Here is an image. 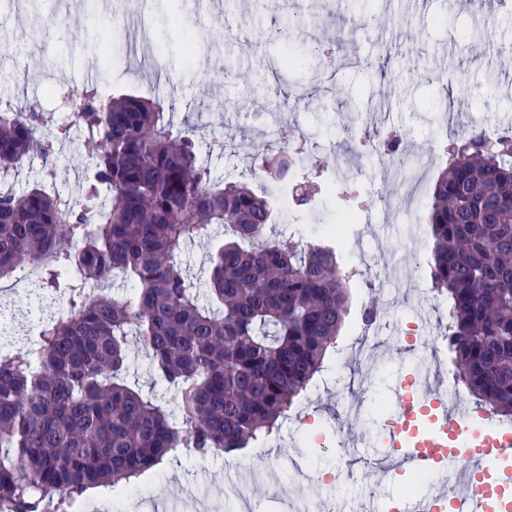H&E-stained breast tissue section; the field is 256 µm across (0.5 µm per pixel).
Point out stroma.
I'll return each instance as SVG.
<instances>
[{
	"label": "stroma",
	"instance_id": "stroma-1",
	"mask_svg": "<svg viewBox=\"0 0 512 512\" xmlns=\"http://www.w3.org/2000/svg\"><path fill=\"white\" fill-rule=\"evenodd\" d=\"M303 27L290 44L268 40L291 15L280 0H0V108L36 104L64 112V96L50 87H82L95 67L107 92L134 89L161 99L191 102L199 154L214 176L248 177L261 195L274 184L258 177L256 153L272 132L288 124L306 134L312 160L324 179L350 182L358 198L318 196L304 224L305 242L322 240L339 210L353 205L359 221L350 227L351 254L340 264L353 268L352 303L375 302L381 323L369 349H345L362 334L350 315L326 361L325 381L296 399L291 415L269 440L246 451L155 467L128 495L88 492L80 512H360L402 492L412 474L378 479L384 450L374 439L381 422L367 404H389L406 374L435 376L448 388L455 373L451 353L410 347L404 332L421 322L429 343L448 320L446 303L430 300L424 279L432 253L427 224L434 181L446 164L453 133L446 120L464 114L469 124L512 130V0H476L449 9L430 0L422 11L406 0H304ZM142 14L149 57L130 64L117 11ZM377 21L371 35L359 24L365 12ZM183 22L172 25L171 16ZM338 41L330 60L315 69L272 72L285 50L314 56L327 37ZM292 91L288 113L273 106L277 89ZM398 128L405 164L426 162L415 192L396 169L363 154L359 139L381 125ZM223 138V154L211 153ZM84 148H58L53 173L41 163L23 167L17 190L54 179L78 190L88 174L73 163Z\"/></svg>",
	"mask_w": 512,
	"mask_h": 512
}]
</instances>
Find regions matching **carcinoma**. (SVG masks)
<instances>
[{"label": "carcinoma", "mask_w": 512, "mask_h": 512, "mask_svg": "<svg viewBox=\"0 0 512 512\" xmlns=\"http://www.w3.org/2000/svg\"><path fill=\"white\" fill-rule=\"evenodd\" d=\"M174 103L83 87L72 116L0 110V282L28 267L35 308L0 310V512H72L87 491L124 492L168 457L251 448L278 432L323 370L351 311L336 244L269 235L276 199L224 181L198 156ZM79 132L90 179L35 183ZM267 145L258 168L300 216L320 170L302 142ZM428 276L448 301V349L474 403L512 416V133L473 128L448 145L432 191ZM224 230L209 264L188 246ZM120 284L128 294H112ZM142 345L163 391L128 381ZM57 498H52L51 494ZM25 167L20 170L17 178L16 189L17 191L26 190L35 181H44L50 184L52 178L47 175L46 169L42 167V164L36 161L33 165L28 166V162H24Z\"/></svg>", "instance_id": "obj_1"}]
</instances>
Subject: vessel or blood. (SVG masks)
Returning a JSON list of instances; mask_svg holds the SVG:
<instances>
[{
	"mask_svg": "<svg viewBox=\"0 0 512 512\" xmlns=\"http://www.w3.org/2000/svg\"><path fill=\"white\" fill-rule=\"evenodd\" d=\"M393 418L380 434L386 467L425 474L433 489L389 498L383 512H512V424L449 408L438 387L412 377L396 386Z\"/></svg>",
	"mask_w": 512,
	"mask_h": 512,
	"instance_id": "b4317fda",
	"label": "vessel or blood"
}]
</instances>
